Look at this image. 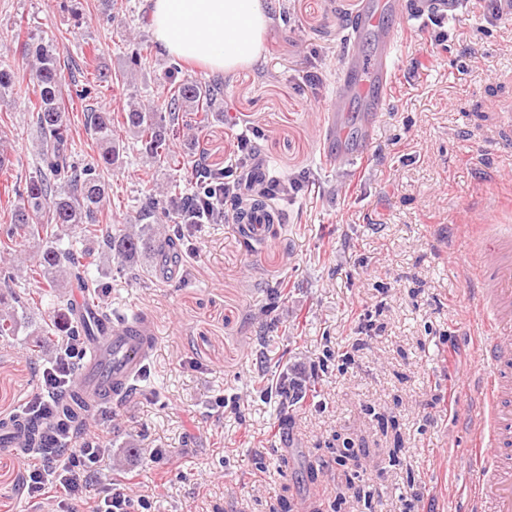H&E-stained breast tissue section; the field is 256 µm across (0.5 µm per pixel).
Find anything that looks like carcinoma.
Masks as SVG:
<instances>
[{
    "mask_svg": "<svg viewBox=\"0 0 512 512\" xmlns=\"http://www.w3.org/2000/svg\"><path fill=\"white\" fill-rule=\"evenodd\" d=\"M27 67L20 69L0 65V100L27 80L32 85L35 103L29 120L36 136V175L23 186L12 188L10 220L0 224V253L18 251L30 239L41 241L42 248L27 270L37 275L49 289L65 288L76 282L92 290L89 268L117 260L138 275L140 258L146 254L163 255L177 249L176 242L162 236L154 225L157 213L174 219L177 225L200 219L202 206L197 187L180 188L157 196L150 186L142 190L140 206L134 216L111 215L112 223H103V200L106 184L100 169L115 162L123 144L114 137L121 127L141 144L150 159L167 162L173 159L168 142L169 132L194 118L186 109L201 107L205 112L220 104L224 82L181 80L174 82L156 106L130 104L123 112L90 113L87 131L101 146L97 157L82 164L72 156V130L62 106V73L52 41L31 38L24 44ZM10 116L0 115V169L5 166L10 141ZM21 318L15 311L0 309V337L16 334ZM55 421L77 427L78 415L67 397L58 398Z\"/></svg>",
    "mask_w": 512,
    "mask_h": 512,
    "instance_id": "carcinoma-1",
    "label": "carcinoma"
}]
</instances>
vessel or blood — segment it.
Instances as JSON below:
<instances>
[{
	"mask_svg": "<svg viewBox=\"0 0 512 512\" xmlns=\"http://www.w3.org/2000/svg\"><path fill=\"white\" fill-rule=\"evenodd\" d=\"M392 0H366L357 17L355 35L379 32L385 42H393L394 26L388 17ZM394 71L386 55L365 61L354 59L343 78L338 111L363 104L367 115L382 110L393 82ZM488 234L486 248L494 260L484 270L482 302L487 323L512 322V234L498 231L493 207H485L475 217ZM74 319L90 323L86 336V354L73 380V392L97 411L118 404L130 389L131 380L140 372L142 361L154 345V330L136 316L103 318L99 310L82 299H74ZM485 374L476 410L483 416V429L474 438L473 454L491 449V456L474 466L472 500L480 512H512V341L486 336L481 344ZM0 443L20 452L28 444V432L22 417L0 421Z\"/></svg>",
	"mask_w": 512,
	"mask_h": 512,
	"instance_id": "vessel-or-blood-1",
	"label": "vessel or blood"
}]
</instances>
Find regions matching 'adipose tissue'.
Here are the masks:
<instances>
[{
    "label": "adipose tissue",
    "mask_w": 512,
    "mask_h": 512,
    "mask_svg": "<svg viewBox=\"0 0 512 512\" xmlns=\"http://www.w3.org/2000/svg\"><path fill=\"white\" fill-rule=\"evenodd\" d=\"M156 42L170 56L230 73L260 56L271 23L265 0H147Z\"/></svg>",
    "instance_id": "adipose-tissue-1"
}]
</instances>
